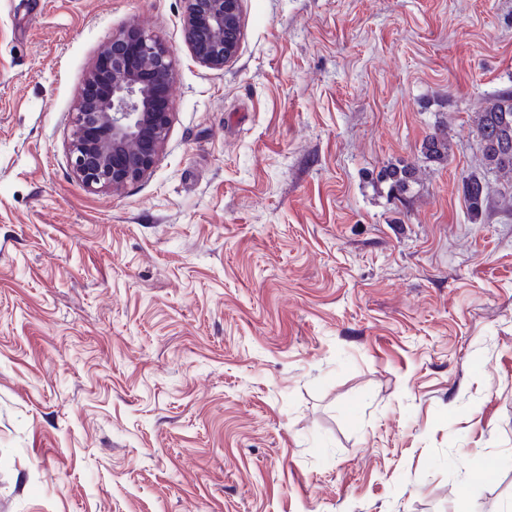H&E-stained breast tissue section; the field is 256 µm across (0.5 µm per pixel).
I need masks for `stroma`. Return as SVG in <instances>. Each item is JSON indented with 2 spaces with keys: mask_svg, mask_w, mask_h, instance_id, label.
I'll list each match as a JSON object with an SVG mask.
<instances>
[{
  "mask_svg": "<svg viewBox=\"0 0 512 512\" xmlns=\"http://www.w3.org/2000/svg\"><path fill=\"white\" fill-rule=\"evenodd\" d=\"M240 9L213 70L183 0H0V512H512V185L460 191L512 0ZM132 25L168 140L90 191L77 91ZM448 136L444 129H438L427 136L420 153L429 162L442 163L448 159ZM462 192L469 204L470 210L478 215L488 199L487 184L484 179L470 176L463 179Z\"/></svg>",
  "mask_w": 512,
  "mask_h": 512,
  "instance_id": "35a3bbf8",
  "label": "stroma"
}]
</instances>
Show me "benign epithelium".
<instances>
[{
	"label": "benign epithelium",
	"mask_w": 512,
	"mask_h": 512,
	"mask_svg": "<svg viewBox=\"0 0 512 512\" xmlns=\"http://www.w3.org/2000/svg\"><path fill=\"white\" fill-rule=\"evenodd\" d=\"M183 31L199 64L224 68L238 53L240 0H184ZM174 78L168 48L138 27L103 46L72 118L70 165L84 187L118 192L151 171L168 139Z\"/></svg>",
	"instance_id": "1"
}]
</instances>
